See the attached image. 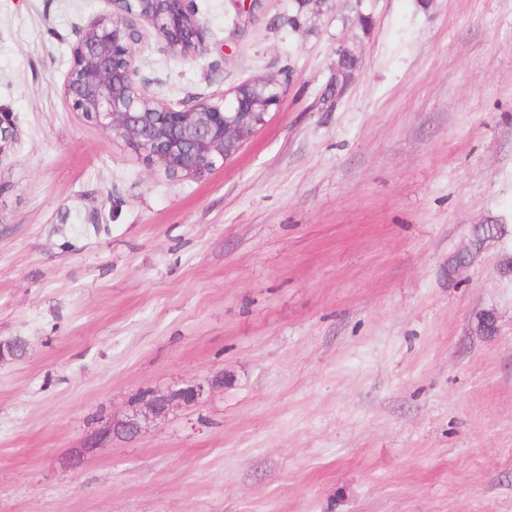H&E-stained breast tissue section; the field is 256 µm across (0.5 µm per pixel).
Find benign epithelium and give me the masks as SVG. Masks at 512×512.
<instances>
[{
    "label": "benign epithelium",
    "mask_w": 512,
    "mask_h": 512,
    "mask_svg": "<svg viewBox=\"0 0 512 512\" xmlns=\"http://www.w3.org/2000/svg\"><path fill=\"white\" fill-rule=\"evenodd\" d=\"M107 9L90 17L75 34L71 63L62 92L69 108L89 122L124 141L151 165L177 181L203 178L218 163L233 158L248 138L265 124L270 108L281 93L274 75L247 80L224 98L194 100L178 106L148 95L137 81L136 50L143 33L152 30L163 51L183 60H195L207 52L206 27L195 0H105ZM338 61L329 82L349 84L353 71L343 68L353 57L346 48L337 49ZM19 137L10 112L0 109V157ZM495 237L478 236L473 226L469 246L448 260L453 270L467 267L484 242ZM224 378L204 383L190 382L158 392L145 410L102 423L79 449L80 457L120 437L135 439L151 417L168 415L180 405L200 402Z\"/></svg>",
    "instance_id": "benign-epithelium-1"
}]
</instances>
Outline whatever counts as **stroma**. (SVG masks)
Instances as JSON below:
<instances>
[{
  "mask_svg": "<svg viewBox=\"0 0 512 512\" xmlns=\"http://www.w3.org/2000/svg\"><path fill=\"white\" fill-rule=\"evenodd\" d=\"M295 3L196 0L194 61L145 34L164 102L282 84L232 159L174 181L62 97L104 0H0V341L27 344L0 358V512H512V0L312 2L293 29ZM476 224L505 231L449 272ZM18 137V126L11 112L0 108V159L11 150ZM224 384V378L208 380L205 383L190 382L184 386L166 392H158L147 402L145 411L127 414L121 419H113L102 423L85 440L83 448L79 449L78 463L84 457L93 454L97 448L112 444L115 438L135 439L142 432L143 425L150 417L168 415L180 405L199 403L214 387Z\"/></svg>",
  "mask_w": 512,
  "mask_h": 512,
  "instance_id": "35a3bbf8",
  "label": "stroma"
}]
</instances>
